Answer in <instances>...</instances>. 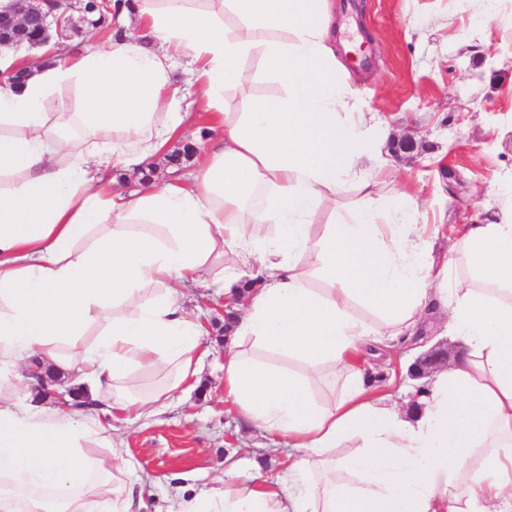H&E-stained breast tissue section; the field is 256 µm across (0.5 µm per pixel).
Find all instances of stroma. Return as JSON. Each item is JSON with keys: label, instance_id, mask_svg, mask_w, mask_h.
Instances as JSON below:
<instances>
[{"label": "stroma", "instance_id": "stroma-1", "mask_svg": "<svg viewBox=\"0 0 512 512\" xmlns=\"http://www.w3.org/2000/svg\"><path fill=\"white\" fill-rule=\"evenodd\" d=\"M337 15L353 19L344 37L360 41L366 64L351 63L354 87L369 112L393 137L412 135L418 148L392 156L399 171L386 192L408 193L429 223L449 234L464 225L497 217L500 194L512 173V0H499L484 18L482 0L459 11L456 0H336ZM470 39H461L462 30ZM188 310H208L200 381L172 393L168 410L127 437L140 471L152 478L145 496L152 512H171L173 488L209 489L233 454L244 465L238 481L251 482V464L277 475L286 456L267 451L258 430L229 412L224 401V317L220 298L194 285L184 289ZM421 347L403 345L378 357L374 377L382 392L415 401L427 381L410 370L421 349L440 345L456 357L460 344L427 318Z\"/></svg>", "mask_w": 512, "mask_h": 512}]
</instances>
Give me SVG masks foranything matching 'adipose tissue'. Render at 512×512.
Returning <instances> with one entry per match:
<instances>
[{
  "instance_id": "ef3b65f1",
  "label": "adipose tissue",
  "mask_w": 512,
  "mask_h": 512,
  "mask_svg": "<svg viewBox=\"0 0 512 512\" xmlns=\"http://www.w3.org/2000/svg\"><path fill=\"white\" fill-rule=\"evenodd\" d=\"M335 14L130 0L105 44L38 64L0 47V70L28 73L0 85V512H142L128 430L205 356L188 284L223 291L224 402L288 464L244 486L225 459L175 512H512V213L465 225L439 262L418 207L373 209L396 177L388 129L348 83ZM260 75L282 93L256 95ZM72 85L74 110L46 112ZM198 125L197 169L154 181L152 159ZM350 185L363 206L337 213ZM429 312L463 348L408 417L359 356ZM36 362L71 375L64 404L24 397ZM326 363L349 376L320 401Z\"/></svg>"
}]
</instances>
